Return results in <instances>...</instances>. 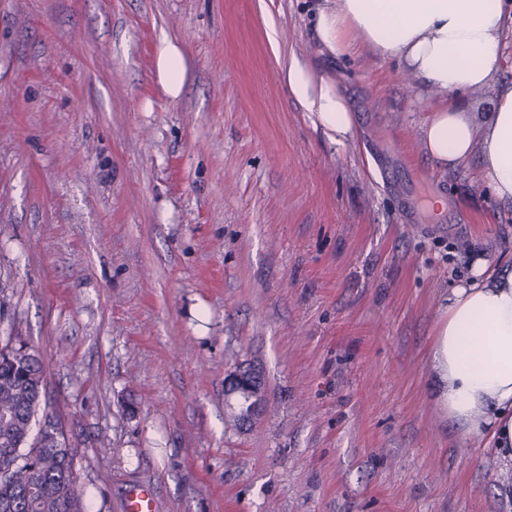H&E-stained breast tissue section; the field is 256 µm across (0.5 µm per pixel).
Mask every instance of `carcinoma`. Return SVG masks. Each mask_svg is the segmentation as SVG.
I'll list each match as a JSON object with an SVG mask.
<instances>
[{
  "label": "carcinoma",
  "mask_w": 512,
  "mask_h": 512,
  "mask_svg": "<svg viewBox=\"0 0 512 512\" xmlns=\"http://www.w3.org/2000/svg\"><path fill=\"white\" fill-rule=\"evenodd\" d=\"M49 417L58 421L41 360L17 333L0 346V512H87L82 493L63 477L80 449L47 444L29 461Z\"/></svg>",
  "instance_id": "1"
}]
</instances>
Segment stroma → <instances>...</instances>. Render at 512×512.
Listing matches in <instances>:
<instances>
[{
  "label": "stroma",
  "instance_id": "35a3bbf8",
  "mask_svg": "<svg viewBox=\"0 0 512 512\" xmlns=\"http://www.w3.org/2000/svg\"><path fill=\"white\" fill-rule=\"evenodd\" d=\"M319 4L0 0V341L38 353L89 512L142 483L159 512H512V459L430 392L450 288L512 264V204L433 165L435 93L329 53ZM291 56L353 140L290 97ZM241 364L265 383L243 426ZM181 55L173 45H164L159 51L158 69L160 77L169 91H177L181 80ZM283 72L290 94L329 139L344 143L353 138V114L337 81L316 74L296 57L288 59Z\"/></svg>",
  "mask_w": 512,
  "mask_h": 512
}]
</instances>
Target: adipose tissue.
<instances>
[{
  "mask_svg": "<svg viewBox=\"0 0 512 512\" xmlns=\"http://www.w3.org/2000/svg\"><path fill=\"white\" fill-rule=\"evenodd\" d=\"M320 43L336 54L363 43L398 63L441 104L421 128L424 149L442 170L478 161L497 199L512 202V80L501 77L508 29L505 0H335L318 11ZM288 90L324 134L343 143L354 118L334 80L298 58L284 67ZM490 93L487 111L467 102ZM431 392L466 434H490L512 458V267L489 272L475 261L451 289L433 352Z\"/></svg>",
  "mask_w": 512,
  "mask_h": 512,
  "instance_id": "1",
  "label": "adipose tissue"
}]
</instances>
